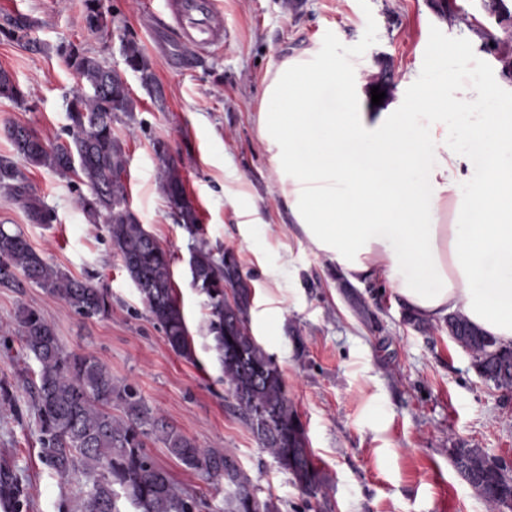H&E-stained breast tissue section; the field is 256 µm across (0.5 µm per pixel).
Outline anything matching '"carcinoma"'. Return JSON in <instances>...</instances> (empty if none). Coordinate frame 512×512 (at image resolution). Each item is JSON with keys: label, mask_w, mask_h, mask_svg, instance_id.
Returning <instances> with one entry per match:
<instances>
[{"label": "carcinoma", "mask_w": 512, "mask_h": 512, "mask_svg": "<svg viewBox=\"0 0 512 512\" xmlns=\"http://www.w3.org/2000/svg\"><path fill=\"white\" fill-rule=\"evenodd\" d=\"M85 21L92 31L107 27L100 0H85ZM512 77V51L485 46ZM126 66L139 74L142 85L156 90L151 62L133 38L122 41ZM68 64L82 81L67 105L69 143L51 144L35 135L5 129L15 153L30 164L63 177L74 175L89 188L75 199L89 221L103 222L115 256L122 261L150 319L160 326L171 349L192 357L190 336L174 287L172 255L140 224L129 208L123 178L127 157L112 124L124 116L134 120L135 101L123 77L98 57L71 48ZM0 97L24 102V95L6 70H0ZM159 187L177 223L195 241L190 248L192 272L205 296V337L223 374L224 386L242 422L262 450L270 455L310 498L326 497L320 471L314 466L304 427L288 399L286 383L274 357L252 336L249 310L252 286L238 260L211 248L203 238L200 215L186 196L178 164L168 149L156 145ZM0 188L23 201L32 224H51L54 212L29 193L14 163L0 159ZM35 285L58 297L84 319L112 315L108 289L76 279L48 264L17 230L0 225V288ZM26 354L38 364L30 398L41 442V462L52 473L90 477L80 504L60 505V512H120L124 499L131 512H202L206 503L180 489L147 451L160 442L183 466L224 484V512H280L277 499L260 497L254 479L229 448H209L181 434L152 409L129 382L112 378L98 359L68 353L54 326L42 313L23 307L17 315ZM448 336L472 358V366L486 381L512 392V348L488 336L461 313L445 318ZM123 415L112 416V406ZM453 466L483 498L488 512H512V468L491 460L480 448H451ZM28 495L16 471L0 465V508L27 512Z\"/></svg>", "instance_id": "1"}]
</instances>
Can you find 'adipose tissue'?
Masks as SVG:
<instances>
[{"mask_svg":"<svg viewBox=\"0 0 512 512\" xmlns=\"http://www.w3.org/2000/svg\"><path fill=\"white\" fill-rule=\"evenodd\" d=\"M359 75L312 49L267 76L258 138L299 235L350 282L386 280L409 311L431 321L462 312L511 346L512 94L474 88L473 101L493 108L483 126L461 129L469 154L442 125L444 111L469 103L454 73L429 90L408 75L382 112L355 91Z\"/></svg>","mask_w":512,"mask_h":512,"instance_id":"adipose-tissue-1","label":"adipose tissue"}]
</instances>
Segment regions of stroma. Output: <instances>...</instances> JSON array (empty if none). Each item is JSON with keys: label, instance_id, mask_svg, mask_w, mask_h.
<instances>
[{"label": "stroma", "instance_id": "obj_1", "mask_svg": "<svg viewBox=\"0 0 512 512\" xmlns=\"http://www.w3.org/2000/svg\"><path fill=\"white\" fill-rule=\"evenodd\" d=\"M230 38L200 55L189 71L173 61L182 46L167 24L162 0H100L107 34L88 30L84 0H0V69L25 95L0 97V158L12 159L31 193L52 208L51 225L29 223L21 200L0 189V224L20 230L47 263L69 275L93 278L112 295V314L84 319L58 298L29 284L0 288V383L9 384L18 412L0 409V464L28 485L30 512H59L77 501L87 478H61L39 458L29 406L37 364L29 358L16 315L28 306L50 321L63 348L107 365L114 379L134 383L148 405L198 444L233 449L261 495L281 512H488L478 493L452 465L457 444L483 449L512 465V393L484 381L445 323L420 331L386 281L375 288L345 287L335 265L301 239L279 196L277 174L258 140L256 112L268 72L309 48L336 51L364 62L363 95L381 71L396 100L408 74L435 84L455 72L470 88L487 83L512 89L482 32L512 33L499 19L497 0H450L453 17L435 0H214ZM26 21L24 39L9 23ZM135 38L162 88L155 97L124 63L123 39ZM438 45L467 47L468 62L437 59ZM99 57L123 74L136 102L134 120L112 129L128 156V204L173 257V280L193 338L194 357L177 355L114 256L102 227L74 205L86 187L16 156L5 129L19 124L53 143L67 141V104L81 81L66 65L68 47ZM177 160L211 247L232 251L249 275L253 336L276 360L306 432L327 497L310 498L256 441L232 407L210 341L202 331L204 298L190 284L192 240L176 224L158 185L155 143ZM373 312L366 321L358 301ZM148 452L174 482L222 512L224 488L186 469L162 444Z\"/></svg>", "mask_w": 512, "mask_h": 512}]
</instances>
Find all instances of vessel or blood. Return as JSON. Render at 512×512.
Listing matches in <instances>:
<instances>
[{
  "instance_id": "obj_1",
  "label": "vessel or blood",
  "mask_w": 512,
  "mask_h": 512,
  "mask_svg": "<svg viewBox=\"0 0 512 512\" xmlns=\"http://www.w3.org/2000/svg\"><path fill=\"white\" fill-rule=\"evenodd\" d=\"M166 9L171 13L175 26H182L186 17L199 15L200 20L193 30L183 33V59H191L196 53L211 47L223 45L228 31L222 21L217 20L212 0H166Z\"/></svg>"
}]
</instances>
